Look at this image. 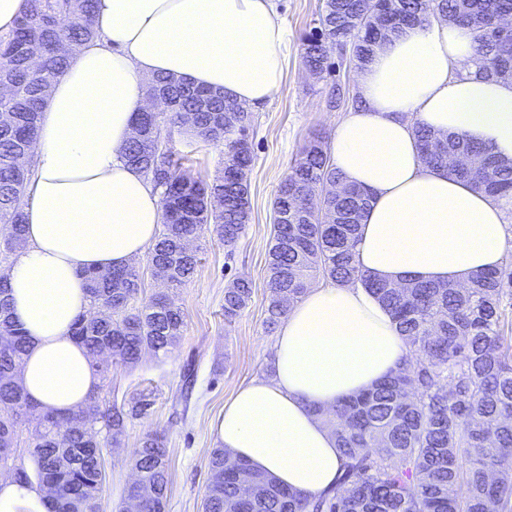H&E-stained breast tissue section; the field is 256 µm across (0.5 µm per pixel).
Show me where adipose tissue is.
<instances>
[{"label":"adipose tissue","instance_id":"obj_1","mask_svg":"<svg viewBox=\"0 0 512 512\" xmlns=\"http://www.w3.org/2000/svg\"><path fill=\"white\" fill-rule=\"evenodd\" d=\"M95 40L52 83L33 144L26 246L8 270L12 313L29 346L21 384L45 410L83 407L100 386L69 333L89 307L84 273L127 266L155 240L160 194L124 148L147 106L145 83L171 75L257 108L284 87L286 28L274 0H97ZM360 105L337 126L330 157L368 190L361 268L395 283L468 284L498 268L504 202L426 167L414 130L458 134L512 159V81L479 75L474 35L429 19L378 48L358 73ZM405 346L362 284L310 288L276 334L274 373L240 389L211 424L220 446L306 494L342 467L317 408L395 370ZM36 486L0 479V512H47Z\"/></svg>","mask_w":512,"mask_h":512}]
</instances>
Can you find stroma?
I'll return each mask as SVG.
<instances>
[{"instance_id":"35a3bbf8","label":"stroma","mask_w":512,"mask_h":512,"mask_svg":"<svg viewBox=\"0 0 512 512\" xmlns=\"http://www.w3.org/2000/svg\"><path fill=\"white\" fill-rule=\"evenodd\" d=\"M322 0H277L288 31L284 48L285 85L279 96L255 112L249 174L251 220L234 247H224L212 225L201 227L193 243L198 265L193 277L176 292L185 329L167 355L145 352L135 368L115 367L98 391L103 407L117 406L129 415L120 444L102 438L106 470L100 512H116L133 471L130 459L146 435H159L168 450L169 484L166 512H202L211 477L209 460L216 442L213 419L239 388L270 376L274 336L264 326L267 304V257L274 233L273 202L291 161L310 139H332L344 110L329 109L326 93L338 83L348 100L358 96L357 73L337 62L331 75L310 78L304 68V37L312 31ZM172 143L187 158L194 176L210 181L221 172L223 147L175 132ZM243 278L253 293L233 321L224 319V288ZM193 373L191 392H183L184 376Z\"/></svg>"}]
</instances>
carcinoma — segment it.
Segmentation results:
<instances>
[{
	"mask_svg": "<svg viewBox=\"0 0 512 512\" xmlns=\"http://www.w3.org/2000/svg\"><path fill=\"white\" fill-rule=\"evenodd\" d=\"M400 24L424 13L455 21L470 20L480 71L487 77L512 79V56L500 55L496 16L512 11V0H385ZM376 0H323L316 26L306 40L303 58L315 78L331 73L334 54L349 52L347 62L364 67L376 52L371 14ZM95 0H27V10L10 33L0 37V113L11 120L0 125V223L7 233L0 251L13 250L11 240L24 232L30 167L18 163L35 140L48 89L66 69L72 53L95 36ZM67 17L70 24L60 25ZM38 49L41 68L33 73L26 58ZM146 95L163 109L139 118L140 136L125 149L126 161L141 170L160 191L163 229L149 253L152 279L177 288L194 274L196 253L178 245L196 237L204 224L226 247H232L250 221V198L225 193L224 176L207 183L184 167L162 137L164 129L190 133L224 147V168L251 171V149L239 143L254 126L251 112L221 92L193 87L169 76H156ZM423 163L445 169L459 181L494 199H512V160L497 165L479 180L464 168H448V154L467 155L487 147L457 135H445L444 150L427 155L424 147L437 134L416 128ZM342 174L330 161L329 147L310 140L294 159L274 200V211L286 209L289 193L316 189L319 205L288 223H276L268 254L265 325L273 330L288 307L299 301L312 280L336 284L360 281L390 311L406 348L404 361L365 392L335 405L315 409L336 438L343 457L336 486L308 496L282 487L263 472L238 476L243 461L222 448L210 458L211 481L204 512H512V262L471 277L470 286L412 281L403 285L373 277L356 260V244L370 194L356 186L336 194ZM220 196L219 209L210 199ZM90 310L71 325L95 371L109 366L132 368L143 351L168 354L179 343L185 321L181 308L165 293L135 305L142 293L139 272L86 273ZM249 283L238 278L224 289V318L235 319L251 298ZM28 338L12 317L7 274L0 272V455L18 447L19 433L30 464L20 462L18 479H49L57 488L49 512H98V495L106 479L103 454L93 434L96 424L113 444L126 431V414L116 406L102 409L91 398L68 414L35 405L22 386L1 382L21 370ZM106 351L110 364H98ZM137 476L154 487L148 495L139 485L126 497H140L143 512H165L168 452L161 438L147 435L131 459Z\"/></svg>",
	"mask_w": 512,
	"mask_h": 512,
	"instance_id": "carcinoma-1",
	"label": "carcinoma"
}]
</instances>
